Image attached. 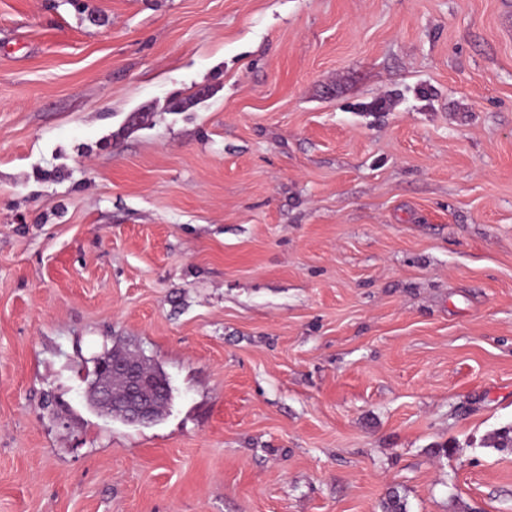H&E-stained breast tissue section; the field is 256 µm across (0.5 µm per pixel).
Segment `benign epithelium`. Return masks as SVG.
Returning <instances> with one entry per match:
<instances>
[{"mask_svg":"<svg viewBox=\"0 0 512 512\" xmlns=\"http://www.w3.org/2000/svg\"><path fill=\"white\" fill-rule=\"evenodd\" d=\"M143 355L112 354L96 359L90 383L93 402L132 424L154 421L170 387L169 380L146 368Z\"/></svg>","mask_w":512,"mask_h":512,"instance_id":"obj_1","label":"benign epithelium"}]
</instances>
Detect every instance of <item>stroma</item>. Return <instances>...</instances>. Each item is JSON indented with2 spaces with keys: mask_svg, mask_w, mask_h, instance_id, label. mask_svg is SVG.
<instances>
[{
  "mask_svg": "<svg viewBox=\"0 0 512 512\" xmlns=\"http://www.w3.org/2000/svg\"><path fill=\"white\" fill-rule=\"evenodd\" d=\"M508 427L512 0H0V512H512ZM134 354L136 357L121 354L98 357L89 389L96 405L140 425L154 421L159 407L165 404L163 399L170 383L168 379L160 380L158 372L146 368L141 360L144 355Z\"/></svg>",
  "mask_w": 512,
  "mask_h": 512,
  "instance_id": "35a3bbf8",
  "label": "stroma"
}]
</instances>
